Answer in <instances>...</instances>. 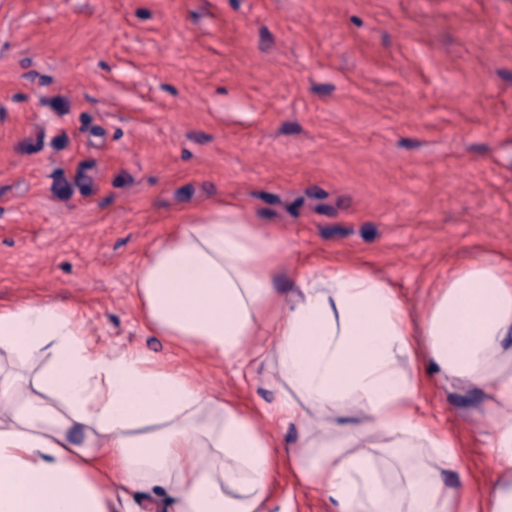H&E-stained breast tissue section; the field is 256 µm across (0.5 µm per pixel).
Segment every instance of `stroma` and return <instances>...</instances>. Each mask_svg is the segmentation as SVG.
<instances>
[{"mask_svg": "<svg viewBox=\"0 0 512 512\" xmlns=\"http://www.w3.org/2000/svg\"><path fill=\"white\" fill-rule=\"evenodd\" d=\"M226 199L285 289L335 256L419 311L433 273L512 255V0H0L1 305L79 309L104 351L274 407L275 364L176 346L131 299L151 244ZM417 400L481 484L477 396ZM272 491L328 512L284 461Z\"/></svg>", "mask_w": 512, "mask_h": 512, "instance_id": "obj_1", "label": "stroma"}]
</instances>
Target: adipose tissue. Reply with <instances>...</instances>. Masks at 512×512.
<instances>
[{
  "mask_svg": "<svg viewBox=\"0 0 512 512\" xmlns=\"http://www.w3.org/2000/svg\"><path fill=\"white\" fill-rule=\"evenodd\" d=\"M278 275L267 232L227 200L149 247L134 294L143 325L175 344L275 359L288 391L267 416L297 427L291 466L331 512H512V259L487 248L460 261L418 313L355 261L328 260L291 294ZM267 326L274 341L254 344ZM43 353L35 390L0 377V512H118L116 478L155 487L174 512H291L269 486L272 433L235 400L146 354H104L78 312L0 306V359ZM426 377L481 397L493 462L481 492L456 437L417 413ZM352 405L359 423L338 424ZM386 448L425 450L429 465L389 481Z\"/></svg>",
  "mask_w": 512,
  "mask_h": 512,
  "instance_id": "1",
  "label": "adipose tissue"
}]
</instances>
